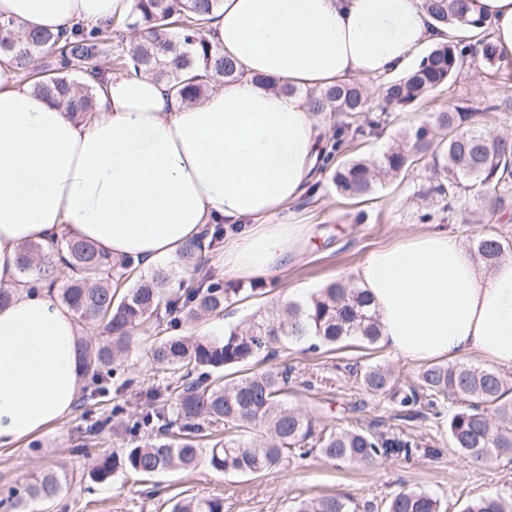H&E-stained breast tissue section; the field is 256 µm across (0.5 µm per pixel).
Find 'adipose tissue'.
I'll list each match as a JSON object with an SVG mask.
<instances>
[{
    "label": "adipose tissue",
    "instance_id": "1",
    "mask_svg": "<svg viewBox=\"0 0 512 512\" xmlns=\"http://www.w3.org/2000/svg\"><path fill=\"white\" fill-rule=\"evenodd\" d=\"M130 0H0L24 32L98 26ZM512 61V0H470ZM203 35L242 75L189 104L147 75L100 73L93 117L76 119L0 61V448L68 416L82 367L72 312L17 280L23 245L67 235L149 268L217 224L223 276L279 274L306 236L280 220L316 175L324 127L305 91L403 70L445 40L424 0H224ZM277 81L271 90L257 76ZM353 275L380 318V341L412 361L477 355L512 366V260L485 269L441 224L372 249Z\"/></svg>",
    "mask_w": 512,
    "mask_h": 512
}]
</instances>
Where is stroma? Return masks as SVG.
<instances>
[{
  "label": "stroma",
  "mask_w": 512,
  "mask_h": 512,
  "mask_svg": "<svg viewBox=\"0 0 512 512\" xmlns=\"http://www.w3.org/2000/svg\"><path fill=\"white\" fill-rule=\"evenodd\" d=\"M512 96V62L489 68L481 57L466 63L462 75L447 87L404 110L394 111L377 136L344 152V159L378 160L409 121L447 110L457 100H468L482 112L489 129L512 135V112H489L485 98ZM422 177L397 179L378 188L371 199L354 204L340 196L329 177L321 175L313 191L305 193L290 208L294 222L308 225V238L301 252L291 256L276 282L249 280L250 298H231L223 317L207 320L205 333L222 336L257 311L278 306L289 288L303 284L311 290L334 280L351 279L354 268L369 250L393 244L401 233L422 230L420 214L429 205L419 195ZM386 361L400 372L405 384H413L420 363L395 355L385 346L369 349L350 339L335 350L302 351L294 346L278 351L275 363L291 366L293 383L289 401L331 426L361 420L380 430L412 434L421 448L412 460H389L374 466L336 465L313 455L291 459L262 477L226 475L200 461L188 471H169L145 479L129 471L115 472L111 483L72 486L61 493L51 512H169L172 500L187 496L224 499V512H288L294 499L346 492L361 500L381 502L400 486L407 485L438 496L448 512H462L476 496L512 494V463L495 461L471 467L448 443V413L425 412L407 422L399 419L385 399L365 393L345 369L346 364ZM125 387L110 385L99 392L91 377H84L72 412L61 423L16 448H0V497L31 475L52 468L81 478L88 462L100 453H117L123 441L105 426L96 434L87 429L94 421L111 416L113 406L126 414L145 406L144 390L154 383H170L168 373L151 370L141 354H134L118 368Z\"/></svg>",
  "instance_id": "1"
}]
</instances>
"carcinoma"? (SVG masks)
Wrapping results in <instances>:
<instances>
[{
    "instance_id": "1",
    "label": "carcinoma",
    "mask_w": 512,
    "mask_h": 512,
    "mask_svg": "<svg viewBox=\"0 0 512 512\" xmlns=\"http://www.w3.org/2000/svg\"><path fill=\"white\" fill-rule=\"evenodd\" d=\"M223 0H132L128 14L112 18L107 26L87 28L78 23L70 31L20 35L14 22L0 18V55L14 63L24 78L48 54L55 65L42 70L35 91L73 115L96 110L100 87L89 81L98 73L92 62L103 54L105 31H147L144 40L116 45L111 66L164 80L178 96L197 101L216 86L240 76L235 63L201 36L213 10ZM433 23L448 28V39L434 44L420 62L404 74L379 84L371 98L356 79H343L320 91L305 93L309 109L331 114L329 150L320 170L332 172L337 191L360 203L377 187L407 176L429 160L428 193L442 211L452 212L472 187L478 185L481 210L489 216L512 210V136L495 133L464 104L448 107L413 124L399 135L379 161L336 162L349 145L377 134L388 120V109H405L457 79L469 56L480 55L493 67L500 59L488 38L478 46L464 44L454 34L461 28L484 25L468 15L467 0H426ZM191 240L177 252L176 262L197 272L210 261L213 241ZM488 268L512 258V241L485 236L475 246ZM74 274L61 291V301L82 324L80 358L83 372L98 382L111 379L108 367L141 345L139 330L150 321L157 330L144 350L146 363L176 376V386H156L145 392V408L123 416L116 408V434L127 444L121 454L91 459L87 474L106 483L119 470L151 476L189 469L201 456L216 471L260 476L284 458L306 457L317 451L341 464L372 466L391 458L409 457L419 444L394 433L361 424L316 430L315 420L288 403L289 371L270 363L274 349L306 344L315 350L348 338L373 345L380 339V323L369 299L357 286L333 281L310 296L305 304L283 300L273 316L254 315L221 339L173 335L181 322L195 323L224 315L229 291L209 275L194 288L170 290V275L159 270L137 273L130 258L115 260L94 245L62 237L46 245L23 247L19 273L35 283L54 284L55 263ZM368 393L388 399L405 418H417L427 408L451 399L457 408L448 417V439L453 447L480 468L494 458L512 462V385L498 373L465 363H433L419 370L416 384L403 387L390 365L371 362L353 369ZM73 479L53 470L12 487L0 499L3 512H34V504H51ZM171 512H224V498H182ZM292 512H374L347 493H333L295 502ZM384 512H447L440 498L402 486L384 504ZM462 512H512V500L483 495L467 502Z\"/></svg>"
}]
</instances>
